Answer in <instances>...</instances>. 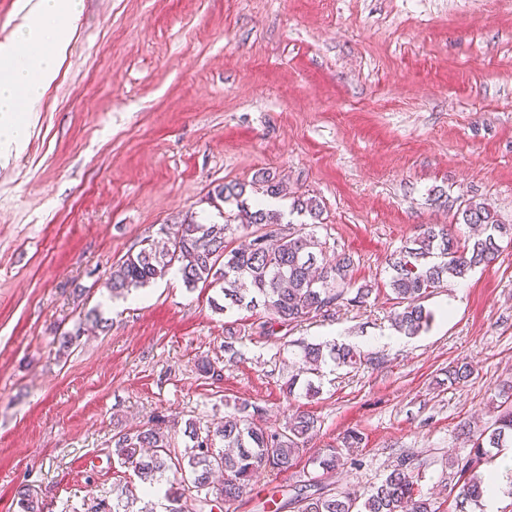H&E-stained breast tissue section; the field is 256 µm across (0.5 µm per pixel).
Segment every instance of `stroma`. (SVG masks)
<instances>
[{
    "label": "stroma",
    "instance_id": "1",
    "mask_svg": "<svg viewBox=\"0 0 512 512\" xmlns=\"http://www.w3.org/2000/svg\"><path fill=\"white\" fill-rule=\"evenodd\" d=\"M264 171L283 180L281 213L316 199L318 238L352 255L376 297L271 336L263 310L214 309L217 290L173 272L112 299L114 262L186 215L223 223L236 204L219 185L263 201L250 185ZM471 200L512 222V0H81L23 144L0 156V512H18L25 484L53 512L111 497L114 432L156 415L204 424L242 401L269 430L299 409L320 430L294 469L227 512H260L273 486L319 475L310 457L352 432L360 463L337 470V490L366 492L410 454L421 493L458 512L459 428L490 425L512 382V249L428 297L435 319L414 338L390 326L387 262L420 225L463 234L453 210ZM93 308L103 324L60 351ZM301 339L383 362L289 401ZM461 362L472 376L449 384Z\"/></svg>",
    "mask_w": 512,
    "mask_h": 512
}]
</instances>
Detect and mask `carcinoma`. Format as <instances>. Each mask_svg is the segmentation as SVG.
<instances>
[{
    "label": "carcinoma",
    "mask_w": 512,
    "mask_h": 512,
    "mask_svg": "<svg viewBox=\"0 0 512 512\" xmlns=\"http://www.w3.org/2000/svg\"><path fill=\"white\" fill-rule=\"evenodd\" d=\"M262 192L270 197L282 190L275 174L262 173ZM224 202L245 193L241 184H224L214 190ZM294 207L311 218L305 224H284L273 209L240 207L224 217L222 224H206L188 216L178 224L161 228V243L147 237L136 253L118 260L106 284L112 297L129 295L171 270L189 289L203 284L217 288L224 304L254 309L262 307L266 320L260 328L294 327L305 319L328 316L347 305L368 301L375 288L352 280L353 257L347 253L326 254V243L316 235L320 208L311 198H297ZM454 221L468 229L462 238L452 236L446 224H426L412 241L390 260L389 286L400 310L394 313L395 329L417 336L434 319L423 301L450 279H463L481 265L495 262L500 242L512 239V224L503 222L491 203L469 202L454 214ZM246 236L244 243L229 246L232 224ZM303 372L310 375L305 393L315 396L320 387L312 377L320 376L332 362L353 370L380 364L379 357L354 346L328 341L299 343ZM473 373L463 362L448 368V382L458 384ZM259 408L249 402L235 405L232 412L203 427L193 419L185 422L184 446L175 442L167 420L141 428L117 431L112 436V457L120 467L141 482L166 486L163 512H224V504L235 501L258 482H273L294 468L308 442L318 430V419L307 411L288 416L280 431H268L254 423ZM460 434L470 442L464 458L448 459L450 492L459 506L483 507L485 474L482 466L503 448L512 447V393L499 404L495 422L474 430L462 425ZM362 437L352 432L344 440L346 452L334 448L314 457L311 464L322 470L320 478L296 487L282 498L277 493L262 502L263 512H435L430 499L418 493L422 475L415 471L413 456L405 454L391 465L384 481L364 496L338 492L328 482L336 469L356 459ZM142 501L129 485H116L112 498L83 502V512H157L155 507L137 506ZM19 512H46L48 503L31 486L17 492Z\"/></svg>",
    "instance_id": "1"
}]
</instances>
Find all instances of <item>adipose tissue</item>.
I'll return each instance as SVG.
<instances>
[{
	"mask_svg": "<svg viewBox=\"0 0 512 512\" xmlns=\"http://www.w3.org/2000/svg\"><path fill=\"white\" fill-rule=\"evenodd\" d=\"M79 6L80 0H21L27 16L0 44V148L21 140L25 108L55 79Z\"/></svg>",
	"mask_w": 512,
	"mask_h": 512,
	"instance_id": "obj_1",
	"label": "adipose tissue"
}]
</instances>
